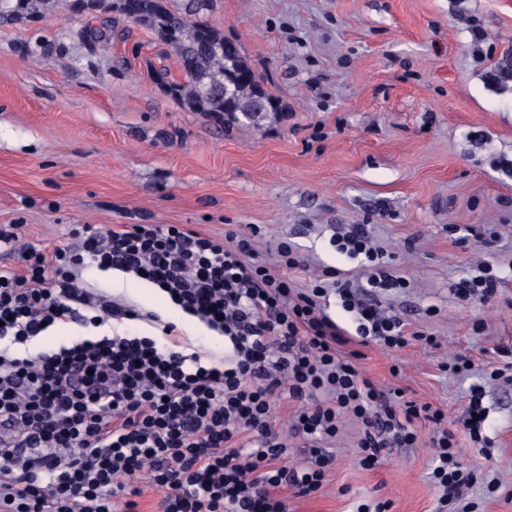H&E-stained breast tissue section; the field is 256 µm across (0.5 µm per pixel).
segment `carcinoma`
I'll return each mask as SVG.
<instances>
[{"label": "carcinoma", "mask_w": 512, "mask_h": 512, "mask_svg": "<svg viewBox=\"0 0 512 512\" xmlns=\"http://www.w3.org/2000/svg\"><path fill=\"white\" fill-rule=\"evenodd\" d=\"M211 0H187L181 8L171 0H86L83 13L112 29L113 15L149 29L175 55L179 76L155 69L151 79L177 104L224 123L227 129L248 124L243 114L257 101L266 103L269 121H277L285 104L270 93L240 44L224 37L207 20ZM58 0H0V22H23L55 13ZM234 94L224 97V87Z\"/></svg>", "instance_id": "carcinoma-1"}]
</instances>
